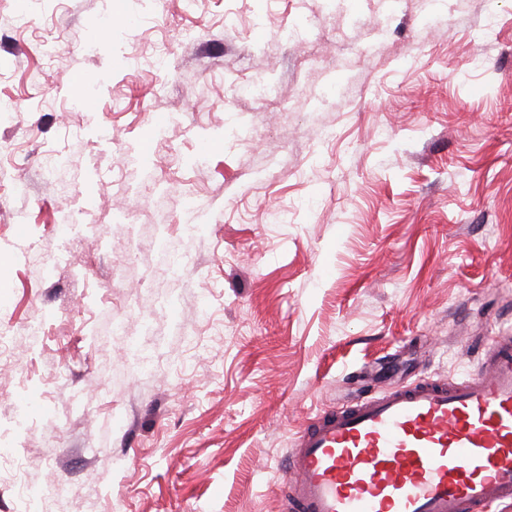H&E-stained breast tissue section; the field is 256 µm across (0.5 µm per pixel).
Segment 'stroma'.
Here are the masks:
<instances>
[{
  "label": "stroma",
  "mask_w": 512,
  "mask_h": 512,
  "mask_svg": "<svg viewBox=\"0 0 512 512\" xmlns=\"http://www.w3.org/2000/svg\"><path fill=\"white\" fill-rule=\"evenodd\" d=\"M0 254V512H281L512 335V0H0Z\"/></svg>",
  "instance_id": "stroma-1"
}]
</instances>
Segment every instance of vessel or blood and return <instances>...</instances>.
<instances>
[{"label":"vessel or blood","instance_id":"vessel-or-blood-1","mask_svg":"<svg viewBox=\"0 0 512 512\" xmlns=\"http://www.w3.org/2000/svg\"><path fill=\"white\" fill-rule=\"evenodd\" d=\"M284 512H493L512 501V336L459 381L326 410L297 435Z\"/></svg>","mask_w":512,"mask_h":512}]
</instances>
